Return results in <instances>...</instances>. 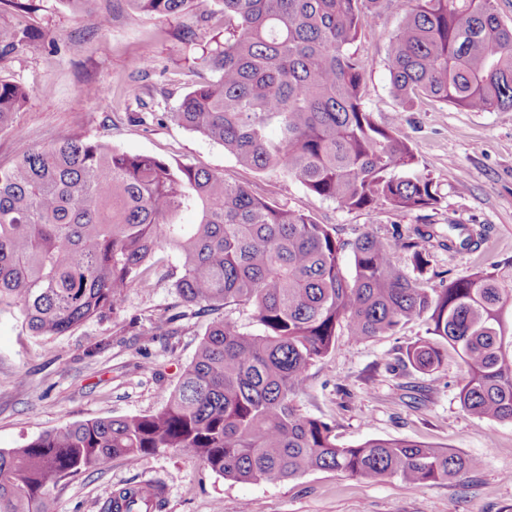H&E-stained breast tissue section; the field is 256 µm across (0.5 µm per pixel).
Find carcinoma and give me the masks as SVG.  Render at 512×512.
Segmentation results:
<instances>
[{"instance_id": "1", "label": "carcinoma", "mask_w": 512, "mask_h": 512, "mask_svg": "<svg viewBox=\"0 0 512 512\" xmlns=\"http://www.w3.org/2000/svg\"><path fill=\"white\" fill-rule=\"evenodd\" d=\"M88 28L92 0H68ZM134 13H194L220 7L224 34L199 57L200 80L165 116L224 146L255 171L282 169L343 210L437 209L441 197L417 173L413 146L378 125L363 100L365 64L352 51L370 17L391 0H126ZM389 38L394 95L422 96L482 112L512 109V25L495 0H412ZM39 38L1 29L0 58ZM26 99L0 80V130ZM276 137L267 133L270 126ZM192 210L197 222L184 224ZM480 236L464 224L415 226L390 240L362 232L351 244L309 214L285 208L221 173L131 155L68 137L26 145L0 167V312L18 311L28 330L58 336L112 312L129 288H149L150 262L180 258L173 288L212 315L196 357L161 410L62 424L21 448L0 450V512H52L65 476L114 457L131 464L174 451L234 482H277L317 470L395 477L422 486L458 479L481 460L406 440L336 443L333 428L293 402L308 368L336 336L395 334L418 318L457 347L465 367L459 402L484 420L512 422V357L503 311L512 303V263L428 287L431 248L468 251ZM350 246L353 272L340 254ZM418 273L410 277L396 252ZM251 309L260 326L242 331L219 314ZM428 373L438 342L421 339L400 359ZM127 512L145 492L114 489Z\"/></svg>"}]
</instances>
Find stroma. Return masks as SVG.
<instances>
[{"instance_id": "obj_1", "label": "stroma", "mask_w": 512, "mask_h": 512, "mask_svg": "<svg viewBox=\"0 0 512 512\" xmlns=\"http://www.w3.org/2000/svg\"><path fill=\"white\" fill-rule=\"evenodd\" d=\"M27 2L25 11L0 4V27L41 34L0 60V80L27 92L12 126L0 131V166L14 161L19 143L80 135L129 154L222 173L257 195L309 212L347 242L367 229L392 237L417 224L482 230L474 250L434 251V288L441 279L512 261V109L472 112L426 98L409 109L395 99L387 49L409 0H392L369 18L355 50L368 62L365 104L379 125L413 145L418 171L432 181L441 205L411 212L383 206L370 213L340 209L284 171L244 168L222 145L166 119L197 81L196 60L222 30V15L200 26L189 13L140 15L125 0H96L103 24L89 31L66 0ZM189 27L196 42L182 37ZM90 85L98 98L86 97ZM179 269L175 252L160 253L151 287L129 289L110 317L60 336L32 335L18 314H0V449L20 447L65 423L165 406L209 321L176 294L172 274ZM426 329L415 319L394 336L337 337L334 351L308 370L294 403L331 424L344 446L403 439L479 458V469L460 479L413 486L319 470L280 482H233L194 459L160 451L134 466L115 458L99 471L66 477L52 492L53 512H102L105 488L145 483L164 488L160 512H512V423L480 420L461 408L459 352L443 344L441 365L427 374L397 364Z\"/></svg>"}]
</instances>
